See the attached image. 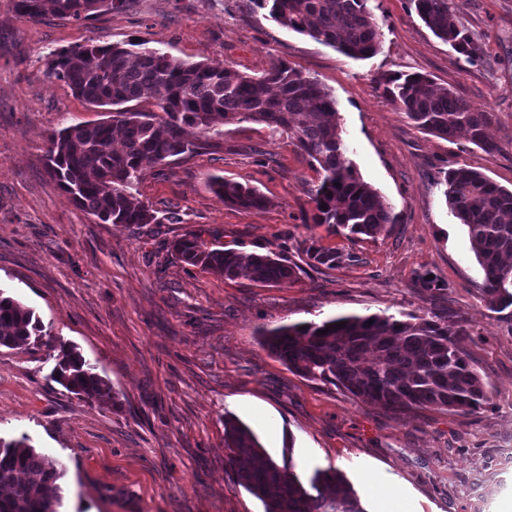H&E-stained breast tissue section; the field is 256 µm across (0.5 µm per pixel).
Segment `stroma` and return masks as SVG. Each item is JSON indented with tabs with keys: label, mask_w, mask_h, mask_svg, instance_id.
Wrapping results in <instances>:
<instances>
[{
	"label": "stroma",
	"mask_w": 512,
	"mask_h": 512,
	"mask_svg": "<svg viewBox=\"0 0 512 512\" xmlns=\"http://www.w3.org/2000/svg\"><path fill=\"white\" fill-rule=\"evenodd\" d=\"M246 0H129L86 21L18 14L0 0V286L34 310L49 336L0 348V437L28 436L65 469L64 512H264L226 464L224 418L240 419L275 461L291 455L308 479L335 468L367 512L379 487L400 512H500L512 501V313L491 311L467 229L445 204L448 169L471 168L512 189V0H448L452 21L482 46L468 64L407 0H370L378 52L358 60L272 21ZM138 40L189 62L221 61L259 75L283 60L332 93L348 158L398 216L349 240L310 223L319 180L287 136L251 120L195 140L194 152L149 166L134 194L157 223L101 224L76 207L45 167L53 130L108 119L47 74L49 53L87 41ZM421 73L495 112L489 154L465 135L415 127L384 76ZM258 189L267 204L226 205L212 176ZM178 223H167L169 213ZM194 232L211 249L280 254L303 268L265 285L185 265L172 243ZM347 254L307 264L310 244ZM429 271L446 286L415 284ZM437 308L464 319L459 345L489 403L475 412L389 410L288 370L259 343L260 327L339 315ZM77 348L115 402H91L50 381L60 345Z\"/></svg>",
	"instance_id": "obj_1"
}]
</instances>
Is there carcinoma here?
<instances>
[{"label": "carcinoma", "instance_id": "carcinoma-1", "mask_svg": "<svg viewBox=\"0 0 512 512\" xmlns=\"http://www.w3.org/2000/svg\"><path fill=\"white\" fill-rule=\"evenodd\" d=\"M278 24L306 34L355 59L375 55L380 32L368 0H251ZM439 39L468 63L482 59V48L452 24L448 0H407ZM127 0H15L18 13L32 19L51 14L87 20L123 9ZM47 74L94 106L148 100L154 110L120 109L112 119L51 132L45 151L48 173L62 191L101 224H158L160 220L132 191L145 166L194 151L188 130L208 135L220 127L252 120L293 139L318 165L320 179L310 189L315 204L310 220L348 238L373 237L396 223L391 207L358 174L346 157L336 101L317 79L279 60L260 76L222 62H187L131 42L55 50ZM385 91L419 129L445 140L461 131L483 151H500L488 136L495 113L478 109L424 74L385 79ZM122 149L113 148L116 136ZM444 197L468 231L484 274L483 300L501 312L512 307V190L474 169L445 172ZM215 194L224 203L258 209L264 197L254 188L216 176ZM180 260L234 279L245 273L269 285L290 284L302 267L279 256L209 250L193 232L173 245ZM311 266L334 268L352 256L311 244ZM419 287L434 295L444 285L430 272L417 275ZM327 333H322V330ZM462 322L429 309L400 316H339L321 323H295L261 329V345L288 370L337 386L355 399L393 410L424 407L474 412L489 402L482 377L472 368L459 340ZM44 326L34 312L0 288V348L41 346ZM55 382L91 401L113 398L110 385L73 347L63 346L52 372ZM224 448L239 481L265 505V512H367L347 477L336 469L317 470L304 483L291 463L278 464L254 434L236 419L224 418ZM64 470L23 436L0 437V512H60Z\"/></svg>", "mask_w": 512, "mask_h": 512}]
</instances>
